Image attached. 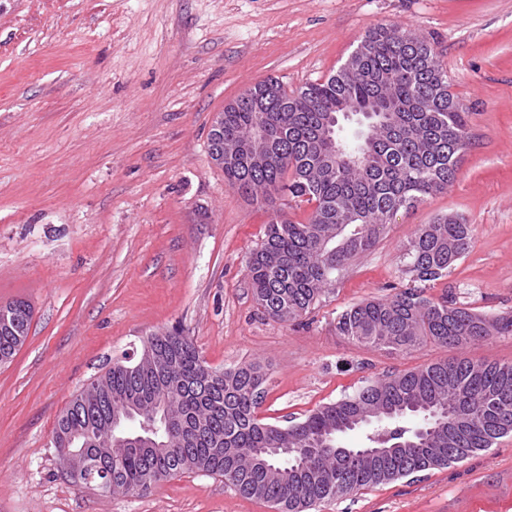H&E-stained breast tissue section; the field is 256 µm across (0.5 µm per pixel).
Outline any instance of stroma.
I'll return each instance as SVG.
<instances>
[{
    "mask_svg": "<svg viewBox=\"0 0 512 512\" xmlns=\"http://www.w3.org/2000/svg\"><path fill=\"white\" fill-rule=\"evenodd\" d=\"M378 25L433 44L474 144L448 190L400 211L301 322L264 318L246 262L281 208L225 184L214 117L268 78L295 90L328 76ZM446 213L471 247L427 296L512 314V0H0V303L33 308L0 364V512H271L200 473L141 496L77 486L57 417L110 359L172 328L211 366H266L267 423L452 357L372 351L334 328L408 287L403 245ZM318 512H512V435Z\"/></svg>",
    "mask_w": 512,
    "mask_h": 512,
    "instance_id": "35a3bbf8",
    "label": "stroma"
}]
</instances>
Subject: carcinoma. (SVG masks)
<instances>
[{
    "mask_svg": "<svg viewBox=\"0 0 512 512\" xmlns=\"http://www.w3.org/2000/svg\"><path fill=\"white\" fill-rule=\"evenodd\" d=\"M366 113L353 139L338 141L336 168L326 151L327 112ZM224 182L266 202H313L305 222L282 212L266 225L247 262L257 311L296 321L329 294L343 271L365 256L392 218L448 189L472 145L469 112L450 90L447 71L425 38L394 26L367 32L335 72L288 91L267 79L224 106ZM273 133L267 160L251 164L258 125ZM471 244L470 225L442 215L422 225L402 255L415 286L361 301L336 315V334L390 354L428 344L461 349L512 335V315L489 317L426 283L448 274ZM32 308L22 299L0 312V362L29 334ZM268 374L258 363L211 367L193 338L153 333L139 354L124 353L91 383L95 403L74 397L53 431L60 461L65 439L84 435L95 487L109 479L112 495H143L186 472L219 477L239 496L276 512H310L414 474L446 468L512 435V363L440 359L368 380L302 419L264 423L256 416ZM468 423L448 433V419ZM133 424L137 445L108 447L98 423ZM362 432L372 457L336 452L339 440ZM294 449L288 453V449Z\"/></svg>",
    "mask_w": 512,
    "mask_h": 512,
    "instance_id": "obj_1",
    "label": "carcinoma"
}]
</instances>
